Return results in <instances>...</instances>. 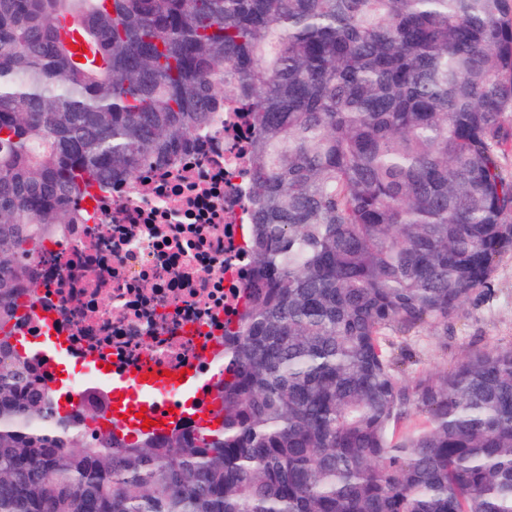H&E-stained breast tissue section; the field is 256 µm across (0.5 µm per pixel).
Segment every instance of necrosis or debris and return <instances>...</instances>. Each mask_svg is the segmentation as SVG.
Returning a JSON list of instances; mask_svg holds the SVG:
<instances>
[{
    "instance_id": "1",
    "label": "necrosis or debris",
    "mask_w": 512,
    "mask_h": 512,
    "mask_svg": "<svg viewBox=\"0 0 512 512\" xmlns=\"http://www.w3.org/2000/svg\"><path fill=\"white\" fill-rule=\"evenodd\" d=\"M251 135L243 120L219 121L165 164L140 170L149 199L125 181L99 195L80 223L48 240L49 260L31 265L21 335L41 343L50 314L67 338L66 361L97 350L116 376L194 367L202 389L193 400L206 412L224 370L213 345L253 272L242 246Z\"/></svg>"
}]
</instances>
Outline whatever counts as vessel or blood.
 I'll return each mask as SVG.
<instances>
[{
  "mask_svg": "<svg viewBox=\"0 0 512 512\" xmlns=\"http://www.w3.org/2000/svg\"><path fill=\"white\" fill-rule=\"evenodd\" d=\"M86 366L93 368L112 388V413L110 425L114 433L128 428H141L143 419L154 422L153 432L164 433L182 425L187 416L183 409L160 414L153 404L160 391L191 392L199 383L197 373L190 372L179 378H171L151 369L137 371L125 380L112 378L104 353L86 354Z\"/></svg>",
  "mask_w": 512,
  "mask_h": 512,
  "instance_id": "b4317fda",
  "label": "vessel or blood"
}]
</instances>
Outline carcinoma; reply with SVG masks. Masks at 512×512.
<instances>
[{
	"label": "carcinoma",
	"mask_w": 512,
	"mask_h": 512,
	"mask_svg": "<svg viewBox=\"0 0 512 512\" xmlns=\"http://www.w3.org/2000/svg\"><path fill=\"white\" fill-rule=\"evenodd\" d=\"M221 112L254 273L218 427L60 413L14 341L27 264ZM511 143L512 0H0V512H512V345L409 384L384 339L512 252Z\"/></svg>",
	"instance_id": "1"
}]
</instances>
